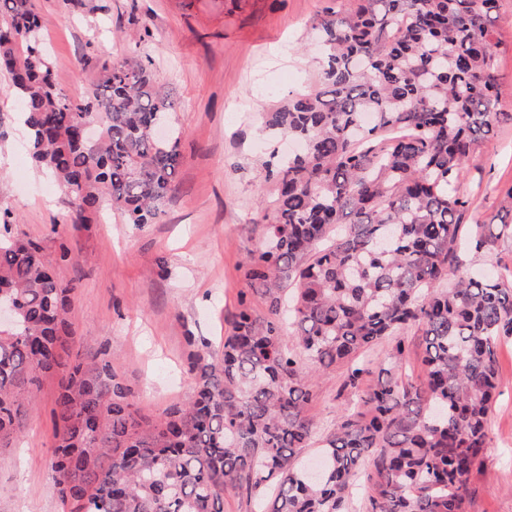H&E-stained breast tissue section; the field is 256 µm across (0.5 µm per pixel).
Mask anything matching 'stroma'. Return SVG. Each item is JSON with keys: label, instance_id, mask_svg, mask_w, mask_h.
I'll return each instance as SVG.
<instances>
[{"label": "stroma", "instance_id": "obj_1", "mask_svg": "<svg viewBox=\"0 0 512 512\" xmlns=\"http://www.w3.org/2000/svg\"><path fill=\"white\" fill-rule=\"evenodd\" d=\"M57 84L74 99L91 93L105 64L131 55L149 25L151 67L178 99L180 164L166 213L140 227L113 214L72 224L66 191L39 171L21 129L20 104L0 72V210L11 235L40 241L59 276L74 282L66 358L108 350L141 415L158 418L189 403L188 336L217 342L231 330L240 301L255 315L265 300L247 277L266 217L271 151H287L265 128L269 114L310 84L317 48L312 27L347 0H33ZM498 40L494 111L512 112V0L492 21ZM512 187V124L495 128L468 162L462 189L472 199L466 227L506 215ZM71 250L60 258L59 242ZM165 257L167 274L156 260ZM502 395L492 410L491 446L471 478L469 512H512V339L498 350ZM345 365L312 382L308 414L327 433L357 394L342 387ZM59 380L44 377L39 399L9 447H0V512H63L48 486L55 446Z\"/></svg>", "mask_w": 512, "mask_h": 512}]
</instances>
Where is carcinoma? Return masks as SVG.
Instances as JSON below:
<instances>
[{
	"label": "carcinoma",
	"mask_w": 512,
	"mask_h": 512,
	"mask_svg": "<svg viewBox=\"0 0 512 512\" xmlns=\"http://www.w3.org/2000/svg\"><path fill=\"white\" fill-rule=\"evenodd\" d=\"M499 0H350L317 23L316 87L270 113L271 134L301 143L268 169L276 198L247 276L268 314L246 301L219 347L188 342L194 399L151 422L105 350L69 365L55 399L49 487L70 512H224L234 487L272 489L268 512H345L371 470L370 512H466L500 393L497 348L512 337V267L476 273L464 252L512 239L508 221L463 233L464 169L511 112L498 91L491 16ZM32 0H0V70L19 98L35 164L67 190L69 217L106 209L157 224L179 164L178 104L142 56L104 67L91 94L68 97ZM95 116L98 133L79 134ZM40 243L0 233V442L21 429L40 377L72 339L70 294ZM421 333L426 381L403 379L404 336ZM291 335L296 346L286 344ZM388 340L377 383L359 355ZM347 363V409L322 439L312 481L295 462L316 437L311 372Z\"/></svg>",
	"instance_id": "cac0c4a2"
}]
</instances>
